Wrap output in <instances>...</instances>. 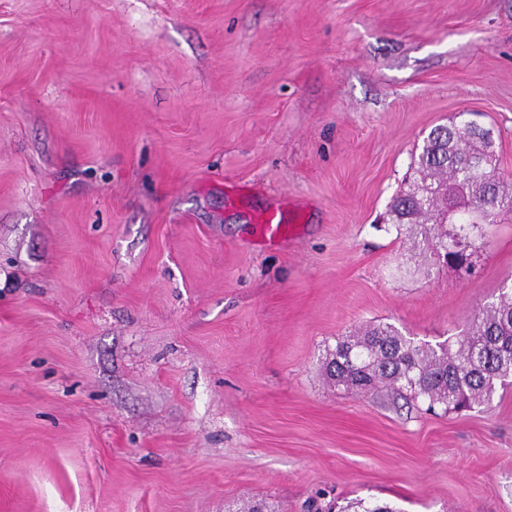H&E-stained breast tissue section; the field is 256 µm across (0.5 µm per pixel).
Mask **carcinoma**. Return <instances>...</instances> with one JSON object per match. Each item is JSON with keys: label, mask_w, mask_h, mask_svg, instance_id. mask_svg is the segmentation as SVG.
I'll return each mask as SVG.
<instances>
[{"label": "carcinoma", "mask_w": 512, "mask_h": 512, "mask_svg": "<svg viewBox=\"0 0 512 512\" xmlns=\"http://www.w3.org/2000/svg\"><path fill=\"white\" fill-rule=\"evenodd\" d=\"M410 168L389 221L420 230L435 256L452 262L456 244L472 248L483 227L512 218V189L499 176L490 128L477 136L464 122L437 125L415 148ZM478 213L482 225L473 223ZM323 366L327 381L347 392L386 387L393 399H421L430 409L489 408L497 390L512 383V284L479 308L452 345L418 343L389 324L367 323L326 350Z\"/></svg>", "instance_id": "carcinoma-1"}]
</instances>
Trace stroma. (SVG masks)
I'll list each match as a JSON object with an SVG mask.
<instances>
[{
  "instance_id": "1",
  "label": "stroma",
  "mask_w": 512,
  "mask_h": 512,
  "mask_svg": "<svg viewBox=\"0 0 512 512\" xmlns=\"http://www.w3.org/2000/svg\"><path fill=\"white\" fill-rule=\"evenodd\" d=\"M461 113L512 186V0H0V512H512V386L430 414L321 369L512 281V223L469 274L383 220ZM256 222L258 233L268 244L281 242L292 229V226L288 224V216L281 207L261 214Z\"/></svg>"
}]
</instances>
